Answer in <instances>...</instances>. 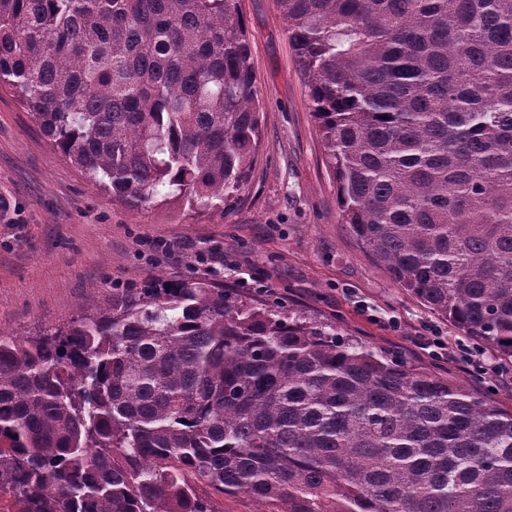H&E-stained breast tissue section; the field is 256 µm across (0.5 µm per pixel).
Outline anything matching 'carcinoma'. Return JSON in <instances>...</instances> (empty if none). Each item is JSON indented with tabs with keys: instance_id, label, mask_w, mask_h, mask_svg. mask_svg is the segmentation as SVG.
<instances>
[{
	"instance_id": "cac0c4a2",
	"label": "carcinoma",
	"mask_w": 512,
	"mask_h": 512,
	"mask_svg": "<svg viewBox=\"0 0 512 512\" xmlns=\"http://www.w3.org/2000/svg\"><path fill=\"white\" fill-rule=\"evenodd\" d=\"M341 221L512 358V0H279ZM131 207L206 211L258 160L240 0H0V87ZM512 512V411L218 282L0 331V512ZM216 507L223 512H256L258 505L245 496L226 497L219 493L214 494Z\"/></svg>"
}]
</instances>
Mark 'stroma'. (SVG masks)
<instances>
[{
    "mask_svg": "<svg viewBox=\"0 0 512 512\" xmlns=\"http://www.w3.org/2000/svg\"><path fill=\"white\" fill-rule=\"evenodd\" d=\"M261 107L248 183L206 212L134 208L92 183L0 90V329L31 338L101 293L148 277L224 283L245 300L341 324L512 410V360L463 336L400 288L362 247L336 204L322 137L278 0H241ZM468 348L479 365L434 358L416 336Z\"/></svg>",
    "mask_w": 512,
    "mask_h": 512,
    "instance_id": "stroma-1",
    "label": "stroma"
}]
</instances>
